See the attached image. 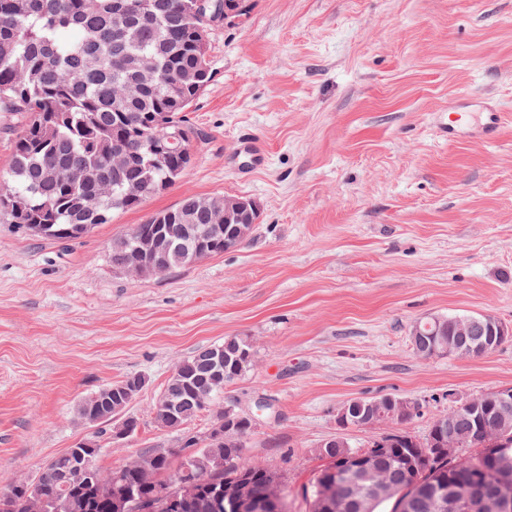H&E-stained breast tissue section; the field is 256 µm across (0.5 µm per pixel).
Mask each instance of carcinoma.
I'll return each instance as SVG.
<instances>
[{
  "label": "carcinoma",
  "mask_w": 512,
  "mask_h": 512,
  "mask_svg": "<svg viewBox=\"0 0 512 512\" xmlns=\"http://www.w3.org/2000/svg\"><path fill=\"white\" fill-rule=\"evenodd\" d=\"M195 0H0V112H11L18 129L13 140L10 171L0 176V223L21 224L37 236L65 244L75 224L92 229L108 224L113 214L133 210L140 202L124 198L122 184L112 181V143L135 148L140 139L155 133L143 124L149 112H164L169 126L190 131L186 112L211 79L206 49L202 46ZM144 58L155 61L149 78L140 68ZM150 175L164 191L182 175L165 165L139 170L134 176ZM177 209L153 215L144 224L133 225L114 240L108 258L112 268L126 260L128 250L142 236L164 225L166 236L180 237L182 225L173 220ZM445 324L446 316L418 321L422 333H410L418 356L432 344L453 342L473 353L488 352L483 325L473 327L472 336L451 338L433 335L427 323ZM224 355V379L212 380L218 353ZM256 357L247 336H229L224 343L200 349L179 360L154 406V423L166 431L181 433V448L196 449L206 457L209 449H224V469L206 473L193 466L173 467L167 456L155 457V481L163 484L179 478L200 480L202 495L186 505L184 512H209L208 500L217 491L234 484L240 468L254 470L248 489L253 498H270L269 483L276 475L269 468L243 457L244 442L235 433H214L199 441L185 431L200 412L213 408L212 425H224V414L232 405L224 403V386L242 377ZM123 382L110 384L112 397L102 405L99 442L108 440L117 412L130 401L121 391ZM454 431L465 447L478 448L475 456L448 460L436 457L417 469L405 466L413 448L427 447L428 438L406 432L391 434L372 443L385 450L373 453L374 476L364 481L350 472L346 457L357 452L351 444L318 449L326 460L311 488L312 510H317L326 479L341 478L334 512H375L392 501L393 512H429L421 491L439 483L451 487L453 500L448 512H483L482 492L471 486L470 469L492 467L488 449L497 441L512 445V435L485 439L477 432L469 413L454 412ZM76 470L75 454L65 450L55 455L31 478L14 479L0 491V512H26L15 485L34 484L47 496L59 494L76 503V512H110L109 505L95 501L91 486L78 477L70 484L65 475ZM98 479L130 485L137 495L150 497L154 490L140 487L135 468L124 465Z\"/></svg>",
  "instance_id": "cac0c4a2"
}]
</instances>
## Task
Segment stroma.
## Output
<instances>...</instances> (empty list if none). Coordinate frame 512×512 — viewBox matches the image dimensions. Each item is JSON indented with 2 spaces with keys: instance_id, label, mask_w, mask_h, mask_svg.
<instances>
[{
  "instance_id": "stroma-1",
  "label": "stroma",
  "mask_w": 512,
  "mask_h": 512,
  "mask_svg": "<svg viewBox=\"0 0 512 512\" xmlns=\"http://www.w3.org/2000/svg\"><path fill=\"white\" fill-rule=\"evenodd\" d=\"M249 2L210 34L174 185L66 244L0 223V488L91 435L77 404L130 374L147 379L128 408L140 428L100 467L179 449L156 399L177 361L228 336L257 355L224 401L270 404L244 455L275 472L288 512H311L322 442L421 438L465 398L512 386V338L424 360L409 336L438 314L512 325V125L493 144L438 131L465 92L512 113V0ZM188 195L251 198L258 222L237 249L164 276L112 269L114 239ZM380 396L423 411L339 433L337 409Z\"/></svg>"
}]
</instances>
